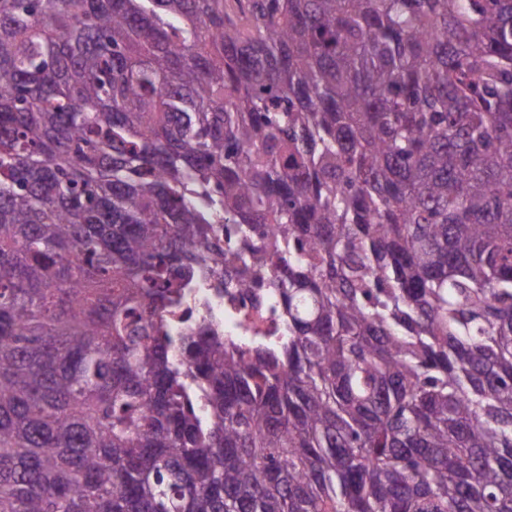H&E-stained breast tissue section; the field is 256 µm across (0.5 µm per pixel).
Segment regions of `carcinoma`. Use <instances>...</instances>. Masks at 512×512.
<instances>
[{
  "mask_svg": "<svg viewBox=\"0 0 512 512\" xmlns=\"http://www.w3.org/2000/svg\"><path fill=\"white\" fill-rule=\"evenodd\" d=\"M0 512H512V0H0ZM187 306L175 311L170 317L173 336L195 318L210 323L224 336L253 340H274L281 336L283 327L275 298L268 288H252L245 293L239 288H224V275L210 265L197 278L196 288H189ZM183 314H189L185 318Z\"/></svg>",
  "mask_w": 512,
  "mask_h": 512,
  "instance_id": "carcinoma-1",
  "label": "carcinoma"
}]
</instances>
